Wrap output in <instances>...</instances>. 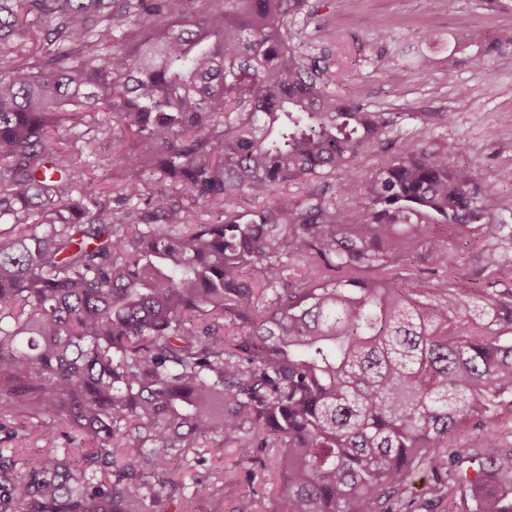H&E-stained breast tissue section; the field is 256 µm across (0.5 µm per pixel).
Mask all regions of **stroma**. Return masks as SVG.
Here are the masks:
<instances>
[{
    "label": "stroma",
    "mask_w": 512,
    "mask_h": 512,
    "mask_svg": "<svg viewBox=\"0 0 512 512\" xmlns=\"http://www.w3.org/2000/svg\"><path fill=\"white\" fill-rule=\"evenodd\" d=\"M464 24L492 39L512 36V11L495 8L491 0H307L294 27L301 51L327 55L334 74L330 91L392 119L378 142L317 183L326 200H338L339 187L349 178L367 181L421 133L428 153L447 157L464 176L493 185V208L512 224V182L499 178L512 168V47L489 49L487 72L476 71L474 47L459 42ZM382 54L391 59L384 70L377 65ZM424 57L430 58V69L420 66ZM4 422L18 435L10 440L0 431L1 453L19 462L40 453L41 422L17 415ZM196 455L197 462L189 465L176 458L167 462L180 483L163 503L167 512H194L191 492L200 481L224 486L223 500L207 503L206 512H230L249 492L256 512H265L270 495L280 488L274 466L245 469L239 448L217 452L205 443Z\"/></svg>",
    "instance_id": "35a3bbf8"
}]
</instances>
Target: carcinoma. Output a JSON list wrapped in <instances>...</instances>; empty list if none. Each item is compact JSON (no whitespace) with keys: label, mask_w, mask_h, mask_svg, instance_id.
<instances>
[{"label":"carcinoma","mask_w":512,"mask_h":512,"mask_svg":"<svg viewBox=\"0 0 512 512\" xmlns=\"http://www.w3.org/2000/svg\"><path fill=\"white\" fill-rule=\"evenodd\" d=\"M305 2L0 0V413L81 444L0 454V512H162L202 438L274 461L269 512H512V224L421 137L343 208L310 188L391 119L294 47ZM91 159L146 180L89 193Z\"/></svg>","instance_id":"obj_1"}]
</instances>
